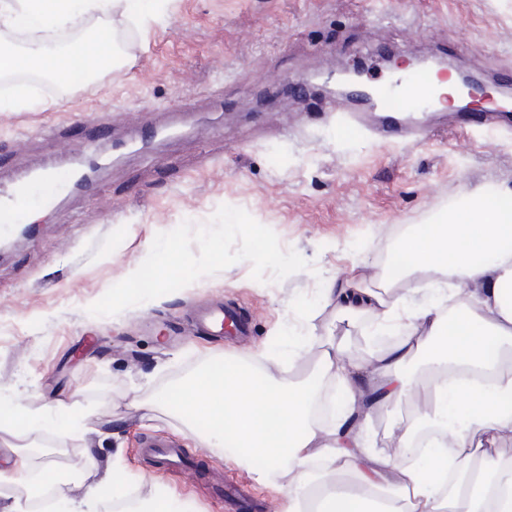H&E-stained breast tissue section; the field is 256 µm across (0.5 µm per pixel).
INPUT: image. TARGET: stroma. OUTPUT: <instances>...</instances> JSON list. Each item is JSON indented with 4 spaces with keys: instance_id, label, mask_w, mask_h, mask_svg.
Listing matches in <instances>:
<instances>
[{
    "instance_id": "1",
    "label": "stroma",
    "mask_w": 512,
    "mask_h": 512,
    "mask_svg": "<svg viewBox=\"0 0 512 512\" xmlns=\"http://www.w3.org/2000/svg\"><path fill=\"white\" fill-rule=\"evenodd\" d=\"M124 31L119 60L80 93L44 108L43 87L12 93L31 107L0 112V182L80 157L97 160L109 141L88 144L90 122L111 120L115 136L146 149L99 173L95 195L65 194L39 213L36 232L0 253V398L35 421L0 446L34 451L35 465L87 476L121 460L124 489L168 501L180 512H237L217 506L225 477L241 483L251 512H282L274 487L221 448L200 447L202 430L159 393L214 360L271 369L281 382L308 373L326 339L345 341L351 361L375 351L373 314L341 320L322 293L352 268L389 281L402 301L389 246L407 225L454 214L466 196L512 188V122L460 132L438 112L420 115L417 137L385 140L348 129L342 98L318 91L316 76L356 62L388 74L383 57L434 55L505 92L512 76V0H171L161 17L121 12L82 28L23 31L0 25V45H65ZM262 227L273 255H254ZM174 242L184 261L148 305L113 300L152 244ZM220 300L241 308L251 335L191 333L193 308ZM64 402L84 432L41 422ZM416 401L369 411L359 428L371 451L414 430ZM165 439L189 467L172 474L145 456Z\"/></svg>"
}]
</instances>
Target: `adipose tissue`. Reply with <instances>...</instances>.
I'll use <instances>...</instances> for the list:
<instances>
[{"instance_id": "obj_1", "label": "adipose tissue", "mask_w": 512, "mask_h": 512, "mask_svg": "<svg viewBox=\"0 0 512 512\" xmlns=\"http://www.w3.org/2000/svg\"><path fill=\"white\" fill-rule=\"evenodd\" d=\"M152 0H0V24L42 31L57 24L80 26L88 14L113 7L140 21ZM112 42L92 39L61 51L33 46L25 55L0 50V75L20 68L38 71L62 85L75 69L87 74L112 62ZM469 224H418L391 245L407 279L458 280L462 302L446 307L444 294L397 306L385 288L365 287L354 275L330 284L325 299L336 315L352 319L376 313L384 331H395L398 345L366 365L350 362L343 343L326 341L313 374L281 384L272 370L238 362L209 364L162 399L176 405L191 423L202 425L203 444L218 443L238 460L262 461L259 482L276 486L283 512H512V459L503 458L495 440L512 439V189L471 195L463 206ZM154 258L131 271L122 299L139 297L144 276L155 287L168 285L174 244L153 246ZM423 360L430 368L456 370L459 382H436L421 410L425 423L442 437L417 459H409L410 433H401L394 453H371L355 430L365 402L408 394L404 367ZM336 379L344 391L337 419L312 420L310 407L319 378ZM19 475L36 474L52 487L56 512H99L101 504H120V512H167L165 505L136 500L126 505L120 464L101 468L88 458L91 482L73 498L51 466L32 472L27 453L10 460ZM352 473L356 484L340 490L336 475Z\"/></svg>"}]
</instances>
